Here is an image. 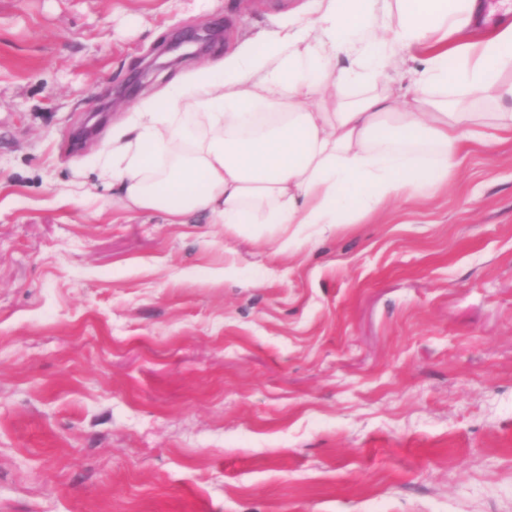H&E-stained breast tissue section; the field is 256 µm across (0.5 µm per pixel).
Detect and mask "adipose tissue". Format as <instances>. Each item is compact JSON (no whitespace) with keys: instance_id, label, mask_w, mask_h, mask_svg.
<instances>
[{"instance_id":"ef3b65f1","label":"adipose tissue","mask_w":512,"mask_h":512,"mask_svg":"<svg viewBox=\"0 0 512 512\" xmlns=\"http://www.w3.org/2000/svg\"><path fill=\"white\" fill-rule=\"evenodd\" d=\"M479 0H318L261 48L204 64L140 102L101 166L128 210L225 231L354 224L446 185L471 143L512 133V23L476 38ZM426 50L406 91L391 59ZM354 65L334 70L339 55ZM328 91L312 105L316 90ZM195 115L186 124L184 115Z\"/></svg>"}]
</instances>
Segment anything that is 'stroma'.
I'll list each match as a JSON object with an SVG mask.
<instances>
[{"instance_id": "1", "label": "stroma", "mask_w": 512, "mask_h": 512, "mask_svg": "<svg viewBox=\"0 0 512 512\" xmlns=\"http://www.w3.org/2000/svg\"><path fill=\"white\" fill-rule=\"evenodd\" d=\"M316 6L0 0V512H512V138L285 251L126 213L98 167Z\"/></svg>"}]
</instances>
